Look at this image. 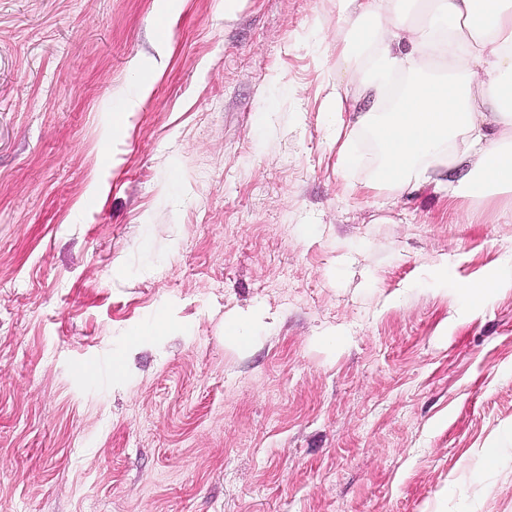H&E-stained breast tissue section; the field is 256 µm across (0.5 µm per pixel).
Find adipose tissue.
Segmentation results:
<instances>
[{"mask_svg":"<svg viewBox=\"0 0 512 512\" xmlns=\"http://www.w3.org/2000/svg\"><path fill=\"white\" fill-rule=\"evenodd\" d=\"M371 35L358 125L375 185L423 182L484 200L512 192V0H338Z\"/></svg>","mask_w":512,"mask_h":512,"instance_id":"obj_1","label":"adipose tissue"}]
</instances>
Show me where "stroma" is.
I'll return each instance as SVG.
<instances>
[{"instance_id": "35a3bbf8", "label": "stroma", "mask_w": 512, "mask_h": 512, "mask_svg": "<svg viewBox=\"0 0 512 512\" xmlns=\"http://www.w3.org/2000/svg\"><path fill=\"white\" fill-rule=\"evenodd\" d=\"M368 54L336 0H0V512H512V193L341 172Z\"/></svg>"}]
</instances>
